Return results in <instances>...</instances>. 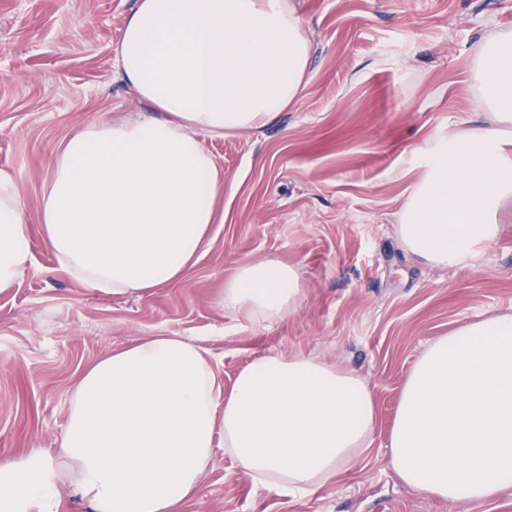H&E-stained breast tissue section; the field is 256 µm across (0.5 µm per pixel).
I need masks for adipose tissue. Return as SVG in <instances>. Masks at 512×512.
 Here are the masks:
<instances>
[{
  "label": "adipose tissue",
  "instance_id": "obj_1",
  "mask_svg": "<svg viewBox=\"0 0 512 512\" xmlns=\"http://www.w3.org/2000/svg\"><path fill=\"white\" fill-rule=\"evenodd\" d=\"M492 124L425 157L397 228L407 255L469 265L512 201V35L476 53ZM310 41L290 0H136L116 48L123 81L149 109L90 122L59 146L42 188L41 236L57 270L104 295L176 280L205 244L224 170L202 135L277 122L309 84ZM33 262L27 207L0 170V293ZM299 276L273 259L243 265L218 304L252 322L299 303ZM377 408L357 373L269 354L224 389L206 349L149 336L80 378L57 453L0 457V512H180L215 447L255 485L306 496L369 448ZM408 488L458 504L512 488V314L437 338L407 376L390 434Z\"/></svg>",
  "mask_w": 512,
  "mask_h": 512
}]
</instances>
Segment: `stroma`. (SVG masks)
I'll return each mask as SVG.
<instances>
[{
  "label": "stroma",
  "mask_w": 512,
  "mask_h": 512,
  "mask_svg": "<svg viewBox=\"0 0 512 512\" xmlns=\"http://www.w3.org/2000/svg\"><path fill=\"white\" fill-rule=\"evenodd\" d=\"M311 43L305 92L273 125L204 136L224 170L206 243L173 282L136 298L54 271L41 237L0 294V456L52 451L79 377L112 349L178 334L210 352L224 384L268 354H304L367 379L377 405L359 463L313 494L254 485L215 449L182 512H512V490L469 506L396 476L389 439L411 368L436 338L512 313V218L466 267L409 258L400 213L442 138L489 125L475 48L512 33V0H292ZM135 0H0V170L37 220L58 145L94 118L144 111L115 64ZM260 259L294 266L300 303L251 324L216 304Z\"/></svg>",
  "instance_id": "obj_1"
}]
</instances>
